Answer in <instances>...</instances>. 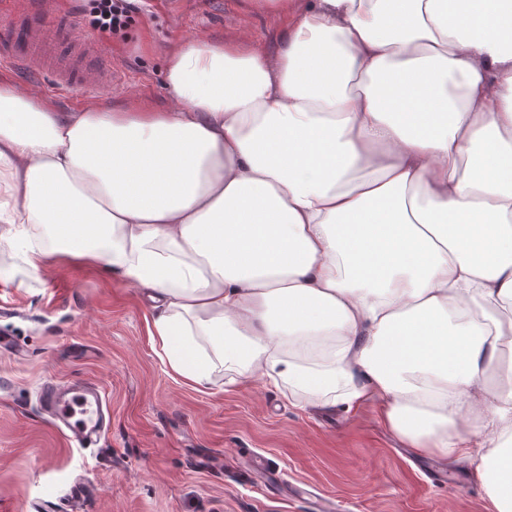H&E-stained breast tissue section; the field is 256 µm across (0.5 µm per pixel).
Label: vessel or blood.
I'll return each mask as SVG.
<instances>
[{
  "mask_svg": "<svg viewBox=\"0 0 512 512\" xmlns=\"http://www.w3.org/2000/svg\"><path fill=\"white\" fill-rule=\"evenodd\" d=\"M51 0H23L31 21L0 33V61L22 65L32 76L49 78L63 94L78 83L101 93L119 85L122 76L110 58L96 48L93 37H70L67 24L50 7ZM45 411L63 426L68 441L86 448L107 429L110 413L100 391L89 384H47L42 393Z\"/></svg>",
  "mask_w": 512,
  "mask_h": 512,
  "instance_id": "vessel-or-blood-1",
  "label": "vessel or blood"
}]
</instances>
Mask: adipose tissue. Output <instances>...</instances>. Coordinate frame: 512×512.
<instances>
[{
	"label": "adipose tissue",
	"instance_id": "1",
	"mask_svg": "<svg viewBox=\"0 0 512 512\" xmlns=\"http://www.w3.org/2000/svg\"><path fill=\"white\" fill-rule=\"evenodd\" d=\"M280 51L195 38L167 107L0 80V245L146 289L170 369L378 407L512 512V0H254Z\"/></svg>",
	"mask_w": 512,
	"mask_h": 512
}]
</instances>
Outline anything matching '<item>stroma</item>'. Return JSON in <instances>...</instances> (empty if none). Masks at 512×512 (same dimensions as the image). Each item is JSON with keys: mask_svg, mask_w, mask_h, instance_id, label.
<instances>
[{"mask_svg": "<svg viewBox=\"0 0 512 512\" xmlns=\"http://www.w3.org/2000/svg\"><path fill=\"white\" fill-rule=\"evenodd\" d=\"M276 54L283 16L250 0H141L125 37L94 33L126 73L109 95L77 85L65 95L34 86L26 70L0 78L35 87L62 112L164 105L163 65L189 37L231 29ZM142 289L71 260L39 273L22 246L0 247V512H36L51 493L59 512L74 483L85 512H493L467 462L407 448L375 406L302 409L260 380L228 388L223 375L192 388L171 373L152 339ZM91 381L112 422L90 448L70 443L42 414L48 382Z\"/></svg>", "mask_w": 512, "mask_h": 512, "instance_id": "35a3bbf8", "label": "stroma"}]
</instances>
